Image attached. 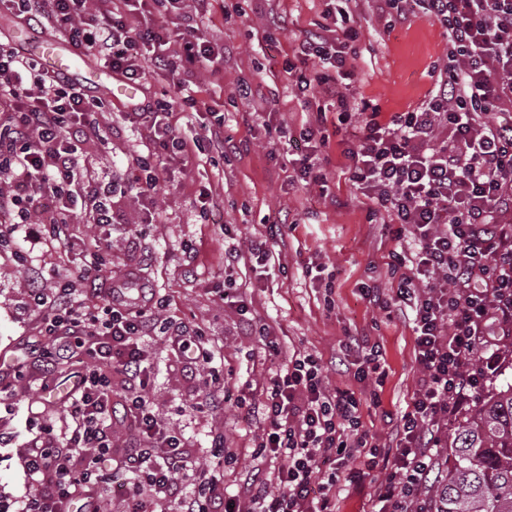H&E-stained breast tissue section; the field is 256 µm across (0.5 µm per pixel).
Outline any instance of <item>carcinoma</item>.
I'll return each instance as SVG.
<instances>
[{
    "label": "carcinoma",
    "instance_id": "obj_1",
    "mask_svg": "<svg viewBox=\"0 0 512 512\" xmlns=\"http://www.w3.org/2000/svg\"><path fill=\"white\" fill-rule=\"evenodd\" d=\"M448 439V472L425 491L431 512H512V380H488Z\"/></svg>",
    "mask_w": 512,
    "mask_h": 512
}]
</instances>
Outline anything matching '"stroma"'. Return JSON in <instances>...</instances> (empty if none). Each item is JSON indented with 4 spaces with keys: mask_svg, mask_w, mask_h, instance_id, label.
<instances>
[{
    "mask_svg": "<svg viewBox=\"0 0 512 512\" xmlns=\"http://www.w3.org/2000/svg\"><path fill=\"white\" fill-rule=\"evenodd\" d=\"M325 9L326 0H208L197 34L223 50L224 62L218 72L203 69L194 79L195 113L183 111L171 81L146 75L136 100H108L106 111L95 114L105 142L89 144L88 151L98 176L125 179L148 146L129 112L162 96L176 113V136L202 137L205 126L220 120L233 151L221 158L205 150L164 156L166 177L151 197H120L119 223L98 226L85 213L74 214L70 250L51 244L46 224L35 227L38 242L18 238L0 246V364L27 362L22 378L0 393V512H18L29 491L23 470L28 449L44 433L69 435L63 390L83 368L65 353L48 368L39 366L44 328L29 291L52 293L58 278L76 274L92 256L100 260L102 278L82 284L86 305H100L102 289L134 266L166 299L159 320L201 329L221 347L224 361L215 372L224 378L226 400L223 412L214 413L201 404L209 389L205 379L191 377L159 337L141 339L158 419L214 471L226 494H236L253 468L274 469L270 459L254 457L263 424L243 414L260 401L269 371L299 350L321 357L328 389L361 394L364 426L376 443L390 445L393 419L420 377L415 333L398 306L375 308L363 290L395 293L389 254L396 243L380 220L369 219L350 180L345 150L359 140V118L339 123L335 106L320 97L304 99L286 73L299 43L325 25ZM349 25L358 33L352 102L378 108L386 121L429 99L448 65L441 24L416 12L397 17L383 0H358ZM244 78L254 87L248 99L236 92ZM321 113L326 143L317 163L323 180L307 184L296 180L293 163L305 148L302 125ZM275 221L281 235L267 266L225 270V251H247ZM246 317L265 325L266 337L244 331ZM355 337L381 351L385 378L378 399L365 394L355 376L364 364L362 352L350 345Z\"/></svg>",
    "mask_w": 512,
    "mask_h": 512,
    "instance_id": "35a3bbf8",
    "label": "stroma"
}]
</instances>
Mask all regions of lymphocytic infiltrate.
<instances>
[{
    "instance_id": "f902f5d3",
    "label": "lymphocytic infiltrate",
    "mask_w": 512,
    "mask_h": 512,
    "mask_svg": "<svg viewBox=\"0 0 512 512\" xmlns=\"http://www.w3.org/2000/svg\"><path fill=\"white\" fill-rule=\"evenodd\" d=\"M398 14L414 6L448 32L449 64L435 95L416 110L378 119L371 110L363 135L349 147V172L370 215L386 214L394 237H413L417 248L392 255L400 276L394 298L367 288L379 309L403 306L413 324L415 360L422 377L394 428L395 446L385 449L363 430L360 401L347 390L330 391L318 357L296 352L261 384L263 399L250 411L263 420L258 456L280 460L277 471L246 478L237 497L209 470L196 468L179 436L163 426L147 397L148 377L139 340L157 306L151 288L141 287L137 303L109 289L97 309L76 301L77 283L98 277L96 265L79 278H61L54 295L40 289L30 299L43 314L46 336H62L90 359L69 403L74 428L60 443L29 449L23 468L31 489L20 512H106L97 498L101 486H117L125 512H329L336 488L327 464L339 461L353 477L378 469L383 477L371 497L370 512H429L422 489L433 472L434 447L444 440L449 417L486 377L473 361L483 353L490 325L512 330V225L499 215L512 208V116H493L512 102V0H388ZM178 14L185 31L195 17L185 0H0L27 23L50 24L70 45L92 56L113 74L138 80L163 75L182 91L185 106L196 100L192 75L213 65L207 42L187 39L181 56L170 50L172 34L147 17ZM357 33L338 28L299 43L302 67L288 75L299 91L334 100L337 112L351 105L336 74L344 73ZM316 59L320 68L308 69ZM106 103L35 60L0 42V177L12 190L0 193V243L28 224H48L62 250L71 246L67 226L75 209L89 211L93 223L118 218L116 184L89 174L83 147L97 134L90 121ZM167 101L134 112L153 148L139 156L128 188L152 194L161 157L186 154L193 146L173 134ZM167 347L177 358L209 369L218 355L201 330L168 329ZM138 430L133 445L118 448L112 436V401ZM120 455L123 477L104 470Z\"/></svg>"
}]
</instances>
